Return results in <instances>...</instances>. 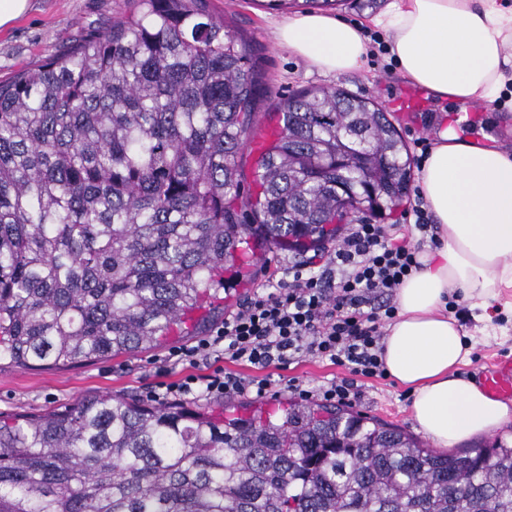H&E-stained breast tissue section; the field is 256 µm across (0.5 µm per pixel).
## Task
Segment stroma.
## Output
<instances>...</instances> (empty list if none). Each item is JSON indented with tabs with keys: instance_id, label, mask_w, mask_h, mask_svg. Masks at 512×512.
<instances>
[{
	"instance_id": "35a3bbf8",
	"label": "stroma",
	"mask_w": 512,
	"mask_h": 512,
	"mask_svg": "<svg viewBox=\"0 0 512 512\" xmlns=\"http://www.w3.org/2000/svg\"><path fill=\"white\" fill-rule=\"evenodd\" d=\"M121 0H30L28 12L10 26L0 28V82L51 55H63L90 34L106 30ZM209 11L223 18L229 30L247 39L255 68L268 95L260 102L255 133L270 125V111L278 99L306 87L340 86L350 93L374 98L390 114L401 131L411 156H419L416 141L435 138L437 132L454 121H470L465 138L478 145L493 143L512 150V85L500 97L497 110L486 112L472 107L461 112L448 102L428 97L418 112H397L393 105L406 92L407 82L398 74L395 62L386 54L368 57L363 69L340 76L325 75L287 48L279 46L273 28L284 14L260 7L256 0H207ZM471 334V347L458 367L461 377L473 378L488 360L512 357V291H505L490 320L481 321L469 311L462 322ZM198 328L176 337L170 346L131 356L93 361L81 365L42 370H21L0 366V412H41L75 403L81 397L107 394L140 400L145 388L157 382L155 361L169 348L180 347L205 335ZM360 399L354 411L361 415L399 425L415 432L408 388L391 377L362 378L358 381Z\"/></svg>"
}]
</instances>
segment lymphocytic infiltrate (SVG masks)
<instances>
[{"instance_id": "f902f5d3", "label": "lymphocytic infiltrate", "mask_w": 512, "mask_h": 512, "mask_svg": "<svg viewBox=\"0 0 512 512\" xmlns=\"http://www.w3.org/2000/svg\"><path fill=\"white\" fill-rule=\"evenodd\" d=\"M420 246L362 219L348 225L323 264H289L276 285L255 291L193 345L160 360L161 380L148 387L146 401L172 402L236 396L278 397L273 371L319 359L345 367L349 375L311 388L295 380L287 391L304 400L351 404L359 398L356 377L380 378L386 325L397 317L398 288L419 268ZM225 357L258 368L244 377L218 367L198 375L194 369ZM188 366L189 374L168 382L169 366Z\"/></svg>"}]
</instances>
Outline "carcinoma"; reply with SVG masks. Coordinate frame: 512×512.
Returning a JSON list of instances; mask_svg holds the SVG:
<instances>
[{
  "label": "carcinoma",
  "mask_w": 512,
  "mask_h": 512,
  "mask_svg": "<svg viewBox=\"0 0 512 512\" xmlns=\"http://www.w3.org/2000/svg\"><path fill=\"white\" fill-rule=\"evenodd\" d=\"M206 0H132L63 56L0 83V362L70 366L160 346L211 313L252 241L316 246L336 210L381 214L411 160L370 98H261L247 43ZM0 512H512V446L442 453L357 413L248 416L89 396L0 414Z\"/></svg>",
  "instance_id": "carcinoma-1"
}]
</instances>
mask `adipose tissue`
Segmentation results:
<instances>
[{
    "instance_id": "obj_1",
    "label": "adipose tissue",
    "mask_w": 512,
    "mask_h": 512,
    "mask_svg": "<svg viewBox=\"0 0 512 512\" xmlns=\"http://www.w3.org/2000/svg\"><path fill=\"white\" fill-rule=\"evenodd\" d=\"M373 23L389 33L400 76L450 103L496 108L512 82V0H389ZM275 38L328 75L360 70L370 54L362 26L323 10L282 19ZM419 185L441 245L398 290L384 363L410 388L418 431L445 447L512 418L511 405L457 374L465 335L444 311L456 292L489 312L512 289V152L441 131Z\"/></svg>"
}]
</instances>
